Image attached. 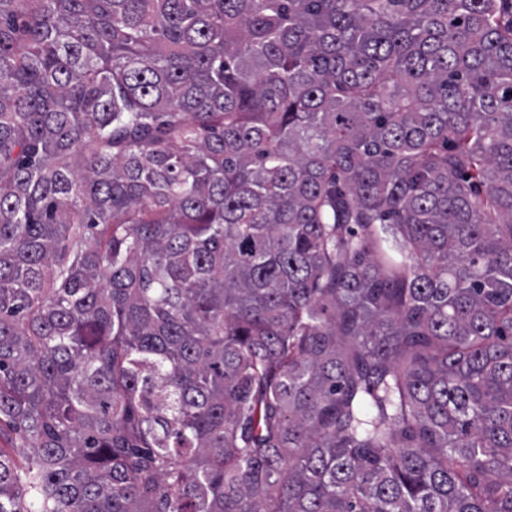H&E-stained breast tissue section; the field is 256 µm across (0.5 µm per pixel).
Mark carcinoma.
<instances>
[{"label": "carcinoma", "mask_w": 512, "mask_h": 512, "mask_svg": "<svg viewBox=\"0 0 512 512\" xmlns=\"http://www.w3.org/2000/svg\"><path fill=\"white\" fill-rule=\"evenodd\" d=\"M0 512H512V0H0Z\"/></svg>", "instance_id": "obj_1"}]
</instances>
